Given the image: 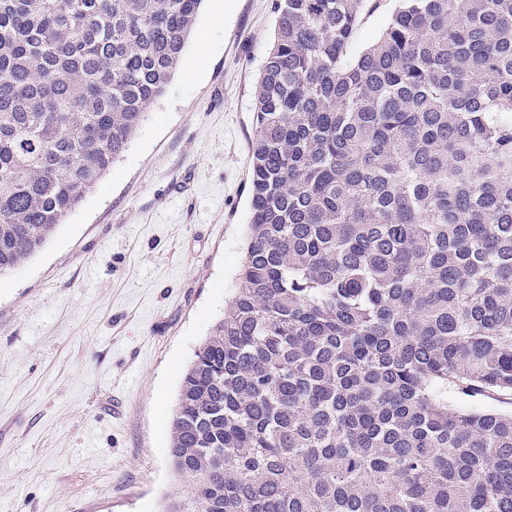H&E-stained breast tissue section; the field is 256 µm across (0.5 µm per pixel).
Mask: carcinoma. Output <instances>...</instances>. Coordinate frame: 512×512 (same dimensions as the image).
Returning a JSON list of instances; mask_svg holds the SVG:
<instances>
[{"instance_id":"1","label":"carcinoma","mask_w":512,"mask_h":512,"mask_svg":"<svg viewBox=\"0 0 512 512\" xmlns=\"http://www.w3.org/2000/svg\"><path fill=\"white\" fill-rule=\"evenodd\" d=\"M276 0L236 292L164 512H512V0ZM202 0H0V276L165 92ZM398 4V0H379L358 28L350 46L352 54H358L381 34Z\"/></svg>"}]
</instances>
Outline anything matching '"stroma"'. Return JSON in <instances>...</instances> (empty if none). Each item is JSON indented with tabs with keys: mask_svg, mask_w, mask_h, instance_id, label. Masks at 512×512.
Listing matches in <instances>:
<instances>
[{
	"mask_svg": "<svg viewBox=\"0 0 512 512\" xmlns=\"http://www.w3.org/2000/svg\"><path fill=\"white\" fill-rule=\"evenodd\" d=\"M275 0H204L162 97L0 277V512H164L181 374L235 293Z\"/></svg>",
	"mask_w": 512,
	"mask_h": 512,
	"instance_id": "obj_1",
	"label": "stroma"
}]
</instances>
